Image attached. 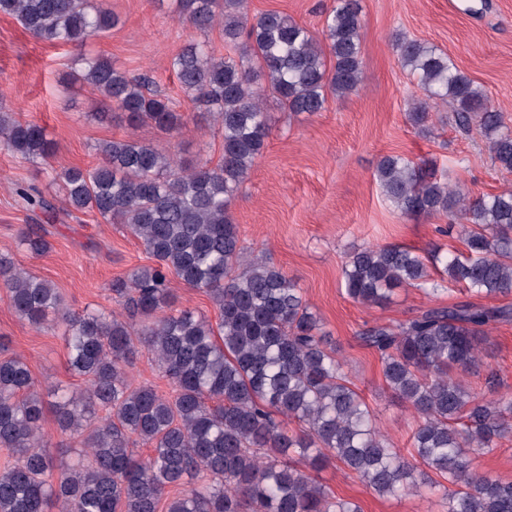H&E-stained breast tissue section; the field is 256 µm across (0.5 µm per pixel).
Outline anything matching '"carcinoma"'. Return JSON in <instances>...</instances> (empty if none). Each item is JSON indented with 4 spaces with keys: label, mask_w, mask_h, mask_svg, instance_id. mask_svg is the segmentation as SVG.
I'll list each match as a JSON object with an SVG mask.
<instances>
[{
    "label": "carcinoma",
    "mask_w": 512,
    "mask_h": 512,
    "mask_svg": "<svg viewBox=\"0 0 512 512\" xmlns=\"http://www.w3.org/2000/svg\"><path fill=\"white\" fill-rule=\"evenodd\" d=\"M39 41L83 45L117 18L95 0H0ZM179 21L199 32L220 27L224 43L245 45L237 58L216 57L191 42L171 62L190 100L209 108L223 156L186 169L133 136L97 147L90 170L67 167L54 179L65 211H95L125 224L156 265L112 282L123 312L75 314L55 288L0 258V288L11 309L35 328L49 318L65 328L69 362L87 390L54 402L57 428L82 437L87 463L68 465V446L50 448L44 402L23 358L0 359V512H362L330 494L297 460L318 470L334 459L375 494L402 497L426 487L446 512H512V482L483 471L512 426V399H487L466 381L481 363L489 330L512 321V306L458 302L430 307L405 322L376 324L360 339L382 362L386 388L418 417L412 447L396 448L344 371L298 283L263 258L242 264L231 198L247 180L269 136L262 96L289 112L325 110L327 95L356 92L363 80L359 0H334L324 21L327 45L279 11L249 16L247 0H181ZM395 49L426 99L410 120L452 100L455 121H475L498 166L512 172V129L488 95L426 42L400 36ZM82 80L131 127L151 122L177 131L169 100L110 59H82ZM0 147L29 162L52 152L45 129L0 105ZM375 179L406 216L448 214L461 228L465 254L425 255L395 244L351 253L346 296L365 306L400 286L444 291L431 269L478 296H512V191L472 197L400 156L382 158ZM34 255L50 243L39 224L24 229ZM207 293L219 311L211 324L191 310L158 315L171 295L168 274ZM147 350L173 395L132 386L127 369ZM304 425L288 434L276 416ZM151 449L135 454L134 446Z\"/></svg>",
    "instance_id": "cac0c4a2"
}]
</instances>
